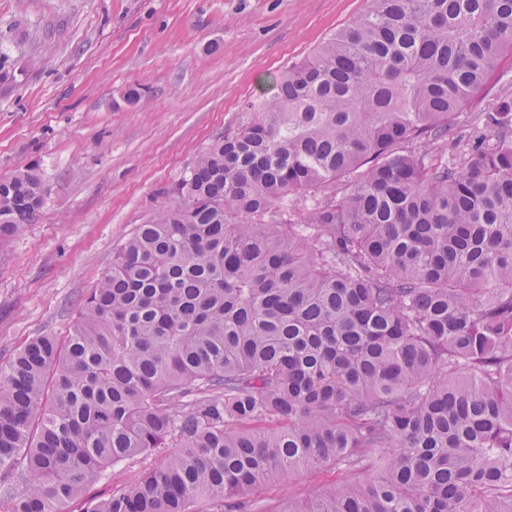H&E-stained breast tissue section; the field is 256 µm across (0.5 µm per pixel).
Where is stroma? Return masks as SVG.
Here are the masks:
<instances>
[{
    "label": "stroma",
    "instance_id": "35a3bbf8",
    "mask_svg": "<svg viewBox=\"0 0 512 512\" xmlns=\"http://www.w3.org/2000/svg\"><path fill=\"white\" fill-rule=\"evenodd\" d=\"M367 0H0V177L37 167L34 223L0 241V366L67 336L135 225L232 131L242 104L309 57ZM433 154L457 164L479 112L512 99V58ZM140 90L139 102L126 94ZM334 467L272 480L262 512L315 497Z\"/></svg>",
    "mask_w": 512,
    "mask_h": 512
}]
</instances>
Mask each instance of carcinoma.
Wrapping results in <instances>:
<instances>
[{"label": "carcinoma", "instance_id": "obj_1", "mask_svg": "<svg viewBox=\"0 0 512 512\" xmlns=\"http://www.w3.org/2000/svg\"><path fill=\"white\" fill-rule=\"evenodd\" d=\"M507 54L512 0H368L246 101L66 340L0 368L6 512H248L329 464L365 480L288 512H512V100L429 152ZM45 195L0 181V239ZM153 459L148 460H129L114 466H109L100 475L95 486L96 492H110L117 487L127 486L134 483L141 471Z\"/></svg>", "mask_w": 512, "mask_h": 512}]
</instances>
